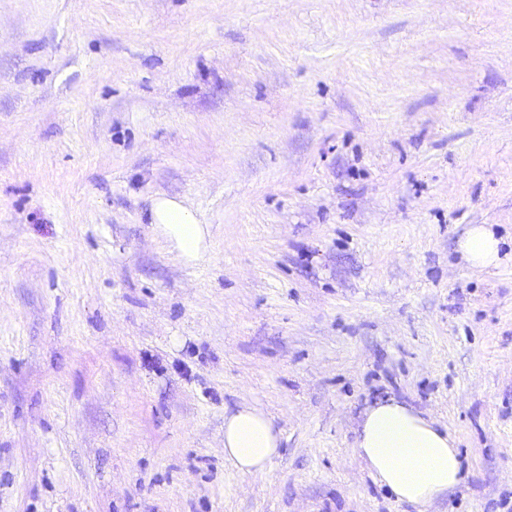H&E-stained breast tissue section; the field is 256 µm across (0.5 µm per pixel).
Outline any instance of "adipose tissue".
Masks as SVG:
<instances>
[{"label": "adipose tissue", "instance_id": "ef3b65f1", "mask_svg": "<svg viewBox=\"0 0 512 512\" xmlns=\"http://www.w3.org/2000/svg\"><path fill=\"white\" fill-rule=\"evenodd\" d=\"M150 217L184 262L203 258L208 227L183 201L156 198ZM500 249V238L484 224L470 226L458 242L462 257L474 268L499 264ZM280 441L273 419L255 408L242 407L224 419V458L241 474H265ZM355 451L373 480L401 503L426 505L463 479L459 451L448 429L393 397L366 406Z\"/></svg>", "mask_w": 512, "mask_h": 512}]
</instances>
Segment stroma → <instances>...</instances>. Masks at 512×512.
<instances>
[{
    "mask_svg": "<svg viewBox=\"0 0 512 512\" xmlns=\"http://www.w3.org/2000/svg\"><path fill=\"white\" fill-rule=\"evenodd\" d=\"M382 396L457 440L424 509ZM0 512H512V0H0ZM151 224H155L185 263L203 258L209 236L208 226L200 224L183 201L159 197L151 207ZM501 239L487 224L470 226L458 242V251L474 268L496 266L502 260ZM354 448L373 480L400 503L426 505L463 479L448 428L394 397L366 406ZM280 441L273 418L262 411L244 406L224 416V459L241 474H265Z\"/></svg>",
    "mask_w": 512,
    "mask_h": 512,
    "instance_id": "1",
    "label": "stroma"
}]
</instances>
